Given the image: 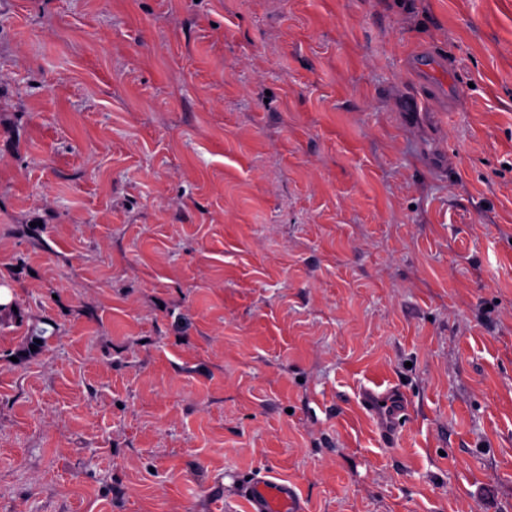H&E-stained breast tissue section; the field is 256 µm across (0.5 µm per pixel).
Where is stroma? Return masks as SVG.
Instances as JSON below:
<instances>
[{"label":"stroma","instance_id":"stroma-1","mask_svg":"<svg viewBox=\"0 0 512 512\" xmlns=\"http://www.w3.org/2000/svg\"><path fill=\"white\" fill-rule=\"evenodd\" d=\"M0 289V512H512V0H0ZM363 402L365 408L380 420V437L392 436L397 416L402 413L396 396L388 389L381 393L373 389H366ZM382 402H385V405H382ZM383 409L385 410L383 411ZM245 512H303L295 486L270 473L255 478L242 490Z\"/></svg>","mask_w":512,"mask_h":512}]
</instances>
